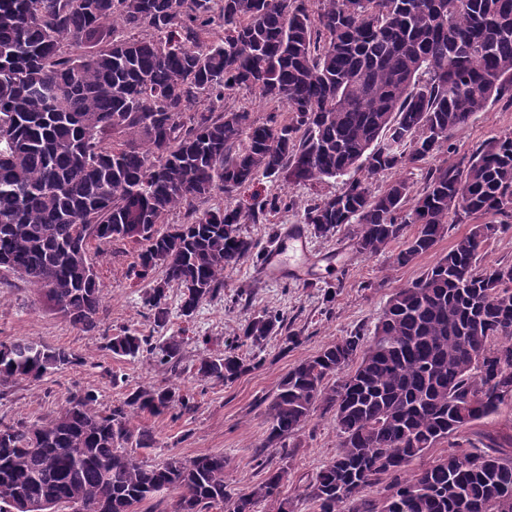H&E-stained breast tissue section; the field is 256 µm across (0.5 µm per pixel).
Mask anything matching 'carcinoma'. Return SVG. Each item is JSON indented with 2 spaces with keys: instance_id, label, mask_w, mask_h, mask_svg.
Returning <instances> with one entry per match:
<instances>
[{
  "instance_id": "cac0c4a2",
  "label": "carcinoma",
  "mask_w": 512,
  "mask_h": 512,
  "mask_svg": "<svg viewBox=\"0 0 512 512\" xmlns=\"http://www.w3.org/2000/svg\"><path fill=\"white\" fill-rule=\"evenodd\" d=\"M0 0V269L30 284L83 332L103 313L90 251L138 245L127 276L161 272L144 303L167 322V289H181L190 318L224 288V270L265 252L239 225L293 206L251 196L232 208L195 206L236 196L258 177L293 185L339 179L333 196L304 207L320 236L352 227L356 251L373 256L403 241L395 262L432 251L448 225L474 215L512 219V136L495 138L450 166L430 159L453 134L505 96L512 99V0ZM150 30V36L142 32ZM235 90L277 107L264 122L246 110L215 114ZM425 170L378 191L380 172ZM185 222L162 228L173 210ZM414 233L404 237L407 225ZM503 224H477L421 277L397 288L373 335L359 330L299 360L267 405L268 433L255 456L263 479L233 512L280 497L286 439L316 410L333 417L336 454L303 490L316 512H512V453L489 435L412 463L512 395V264L483 268L480 252ZM283 317L251 318L259 344ZM183 340L125 331L108 347L143 354L172 371ZM81 363L63 348L0 342V386L39 380ZM245 363L229 347L196 367L200 382L233 381ZM195 409L176 386L138 388L108 409L92 391L49 418L0 426V506L20 497L56 512H141L179 490L174 512L224 505L227 461L212 452L149 464L153 447L135 413ZM135 447H129V444ZM390 478L377 500L370 490Z\"/></svg>"
}]
</instances>
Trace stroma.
I'll use <instances>...</instances> for the list:
<instances>
[{
    "label": "stroma",
    "mask_w": 512,
    "mask_h": 512,
    "mask_svg": "<svg viewBox=\"0 0 512 512\" xmlns=\"http://www.w3.org/2000/svg\"><path fill=\"white\" fill-rule=\"evenodd\" d=\"M504 135H512V101L505 98L474 114L452 137L451 150L439 154L438 160L458 163L491 138ZM255 187L262 194H279L295 201L291 209L241 225L244 237L267 248L273 245L275 232L300 223L310 198L336 194L341 183L331 179L294 186L263 178ZM472 225L469 219L449 225L447 235L433 251L403 266L394 261L399 244L366 257L356 251L347 230L327 237L314 235L310 238L314 253L338 256L339 270L275 281L263 276L261 266L247 261L225 270L221 295L201 305L192 317L180 315L181 291L169 288V316L162 327L155 325L144 305L148 283L136 284L127 277L135 254L130 243H113L93 259L103 283L104 315L90 333L49 312L34 288L14 280L11 287H0V342L27 339L49 347L63 346L78 355L80 362L51 371L38 381L21 380L0 387V423L48 418L66 406L72 394L83 390L96 392L102 405L109 407L137 388L174 383L194 393L196 408L176 419L146 413L134 417L133 425L152 430L156 437L154 447L138 450V458L158 464L173 455L190 459L220 451L228 462L229 493L249 491L262 478L254 456L269 426L268 399L289 368L350 331L371 334L394 289L422 276ZM265 312L284 315L289 332L298 334L299 344H290L281 335L260 345L247 342L239 345L238 354L249 368L237 379L204 384L194 378L201 357L224 350L240 336L248 319ZM125 330L150 337L155 343L183 337L182 373H171L146 355L136 359L113 355L108 342ZM337 444L331 415L319 411L302 431L288 438V476L281 494L293 500L296 512H313L303 496L304 486L332 458Z\"/></svg>",
    "instance_id": "1"
}]
</instances>
